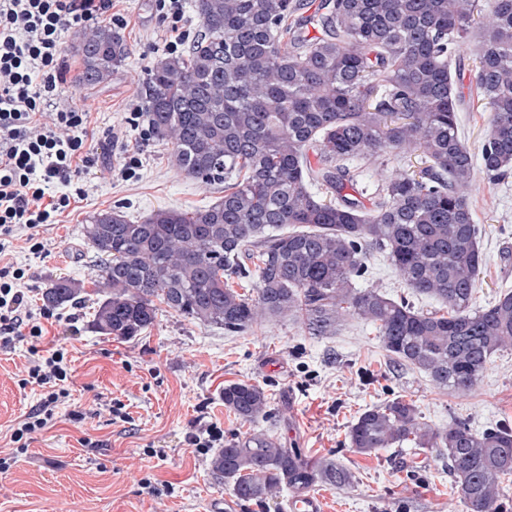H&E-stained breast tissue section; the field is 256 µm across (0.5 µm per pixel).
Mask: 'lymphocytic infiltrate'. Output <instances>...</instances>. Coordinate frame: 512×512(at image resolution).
Listing matches in <instances>:
<instances>
[{"label":"lymphocytic infiltrate","mask_w":512,"mask_h":512,"mask_svg":"<svg viewBox=\"0 0 512 512\" xmlns=\"http://www.w3.org/2000/svg\"><path fill=\"white\" fill-rule=\"evenodd\" d=\"M112 0H0V254L15 232H32L51 223L71 205L52 183L71 184L83 170L98 165L87 151L91 106L63 107L58 95L65 70L63 34L96 23H123ZM23 269L0 268V343L27 328L43 335L18 283ZM45 393L26 414L13 442L30 439L54 420L66 392L54 382L67 377L64 354L53 350L34 358L27 371Z\"/></svg>","instance_id":"1"}]
</instances>
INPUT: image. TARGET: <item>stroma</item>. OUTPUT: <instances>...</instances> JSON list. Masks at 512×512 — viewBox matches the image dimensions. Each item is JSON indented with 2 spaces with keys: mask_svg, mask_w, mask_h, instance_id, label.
I'll return each mask as SVG.
<instances>
[{
  "mask_svg": "<svg viewBox=\"0 0 512 512\" xmlns=\"http://www.w3.org/2000/svg\"><path fill=\"white\" fill-rule=\"evenodd\" d=\"M114 10L127 19L120 31L131 46L129 58L111 81L86 89L75 81L78 62L67 56L59 96L69 106L92 104L87 144L103 161L81 175L70 207L40 228L42 252H33L20 230L0 254V267L24 269L20 288L36 315L45 310L41 292L51 280L83 282L94 275L97 259L82 235L89 215L120 205L140 219L159 208L190 209L219 198L215 187L170 164L168 145L130 124L132 111L143 106L146 73L165 51L167 27L155 0H116ZM132 153L141 164L128 178L121 167ZM471 203L484 257L474 292L481 307L512 290V177L494 185L477 172ZM50 312L42 340L18 336L0 347V512H207L210 500L234 494L213 479L212 451L187 442L203 423L217 424L228 438L261 431L283 447L337 460L353 482L314 486L325 512H465L450 506L451 479L436 454L408 448L355 453L348 445L351 423L365 408L401 398L436 428L456 418L476 431L512 425L510 349L492 358L471 393L453 396L419 369L391 360L373 328L357 318H347L332 336L308 335L290 320L231 335L163 306L152 327L118 340L93 328L91 302L79 299ZM35 348L64 351L68 396L54 426L19 448L12 430L43 393L25 381ZM242 381L263 387L270 401L268 413L251 422L224 406L225 386ZM116 404L124 417L113 415ZM74 410L82 421L70 419ZM86 436L97 447H82ZM146 479L160 494L147 493Z\"/></svg>",
  "mask_w": 512,
  "mask_h": 512,
  "instance_id": "stroma-1",
  "label": "stroma"
}]
</instances>
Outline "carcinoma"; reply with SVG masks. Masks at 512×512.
<instances>
[{
  "mask_svg": "<svg viewBox=\"0 0 512 512\" xmlns=\"http://www.w3.org/2000/svg\"><path fill=\"white\" fill-rule=\"evenodd\" d=\"M303 0H195L199 31L182 53L156 58L142 83L148 132L170 162L223 196L192 210L131 220L102 210L84 227L98 258L92 288L67 278L42 291L56 308L96 296L93 325L138 336L165 304L179 315L247 334L269 318L332 336L349 317L370 324L399 363L457 395L471 392L496 353L512 348V290L473 306L483 266L471 206L475 159L460 134L461 44L477 32L472 72L489 113L480 149L492 182L512 174V0H328L294 19ZM316 34H310V30ZM78 83L95 87L130 55L120 31L75 35ZM418 152L424 167L365 182L378 162ZM374 252L414 295L440 307L358 288ZM244 421L267 413L264 389L224 387ZM350 448L370 455L410 444L448 456L451 493L466 512H512V429L435 428L396 398L364 410ZM211 475L242 501L283 488L343 487L351 473L313 462L262 432L224 442Z\"/></svg>",
  "mask_w": 512,
  "mask_h": 512,
  "instance_id": "1",
  "label": "carcinoma"
}]
</instances>
